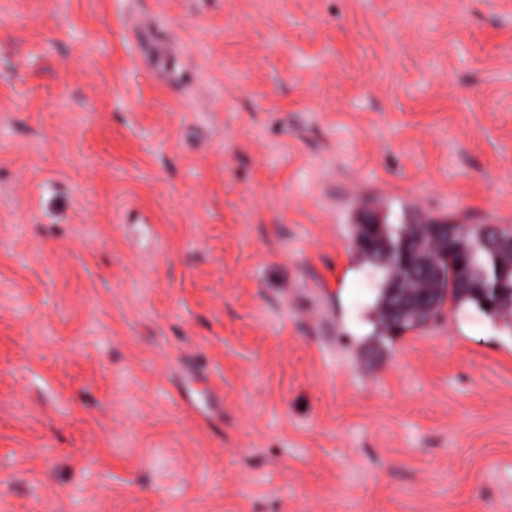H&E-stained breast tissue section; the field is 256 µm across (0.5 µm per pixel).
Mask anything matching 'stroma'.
I'll list each match as a JSON object with an SVG mask.
<instances>
[{"mask_svg":"<svg viewBox=\"0 0 512 512\" xmlns=\"http://www.w3.org/2000/svg\"><path fill=\"white\" fill-rule=\"evenodd\" d=\"M375 195L512 225V0H0V512H512V329L379 335Z\"/></svg>","mask_w":512,"mask_h":512,"instance_id":"stroma-1","label":"stroma"}]
</instances>
